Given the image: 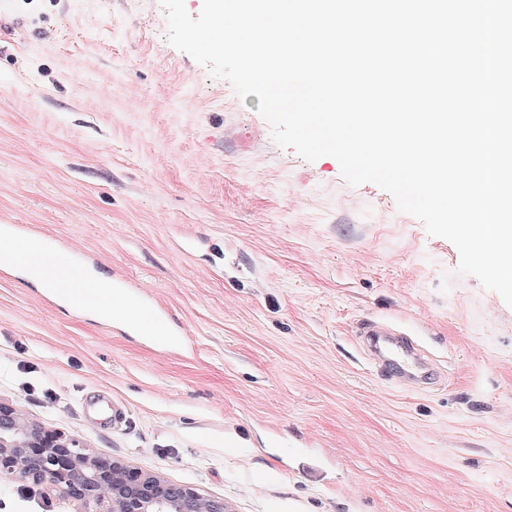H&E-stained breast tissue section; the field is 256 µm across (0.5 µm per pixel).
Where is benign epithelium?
Masks as SVG:
<instances>
[{
	"instance_id": "benign-epithelium-1",
	"label": "benign epithelium",
	"mask_w": 512,
	"mask_h": 512,
	"mask_svg": "<svg viewBox=\"0 0 512 512\" xmlns=\"http://www.w3.org/2000/svg\"><path fill=\"white\" fill-rule=\"evenodd\" d=\"M0 482L29 483L77 504V512H227L224 500L107 459L79 439L0 400Z\"/></svg>"
}]
</instances>
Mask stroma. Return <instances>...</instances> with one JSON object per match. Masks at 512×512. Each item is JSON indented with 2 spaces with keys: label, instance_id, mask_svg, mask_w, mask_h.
Masks as SVG:
<instances>
[{
  "label": "stroma",
  "instance_id": "35a3bbf8",
  "mask_svg": "<svg viewBox=\"0 0 512 512\" xmlns=\"http://www.w3.org/2000/svg\"><path fill=\"white\" fill-rule=\"evenodd\" d=\"M167 32L160 0H0V224L171 327L0 267V399L228 512H512V308L391 194L277 146L258 97ZM364 321L411 335L427 383L378 372ZM38 258L48 264L51 274L59 283V288L53 293L56 299H60L69 304L73 309L80 311H96V296L91 288L93 284L88 278L86 285L73 283L68 280L71 277L70 266L77 262L79 258L73 254H68L56 249L53 246H43ZM55 272H60L56 275Z\"/></svg>",
  "mask_w": 512,
  "mask_h": 512
}]
</instances>
